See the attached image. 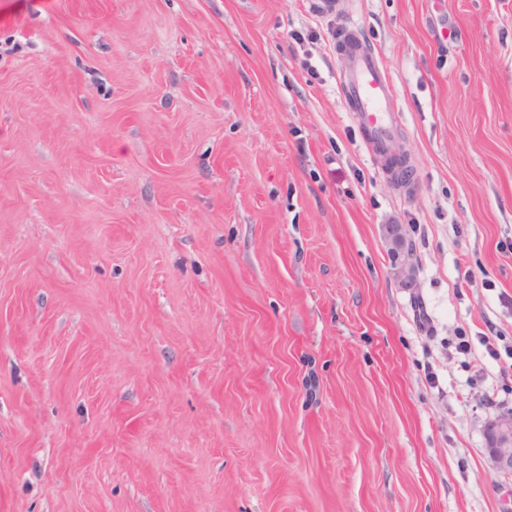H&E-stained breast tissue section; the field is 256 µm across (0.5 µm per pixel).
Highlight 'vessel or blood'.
Wrapping results in <instances>:
<instances>
[{"label": "vessel or blood", "instance_id": "vessel-or-blood-1", "mask_svg": "<svg viewBox=\"0 0 512 512\" xmlns=\"http://www.w3.org/2000/svg\"><path fill=\"white\" fill-rule=\"evenodd\" d=\"M338 41L348 47V68L340 74L338 85L356 120L362 126L368 143L386 149L395 132V90L376 50L362 44L357 32L339 25Z\"/></svg>", "mask_w": 512, "mask_h": 512}]
</instances>
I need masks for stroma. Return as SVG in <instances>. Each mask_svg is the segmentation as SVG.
Masks as SVG:
<instances>
[{"label": "stroma", "instance_id": "stroma-1", "mask_svg": "<svg viewBox=\"0 0 512 512\" xmlns=\"http://www.w3.org/2000/svg\"><path fill=\"white\" fill-rule=\"evenodd\" d=\"M511 412L512 0H0V512H512ZM337 40L348 46V68L338 77L340 92L366 141L378 150L388 148L396 124L395 90L376 50L362 44L349 25L337 28ZM403 226L389 224L385 228L390 257L395 275L403 282H410L416 271L414 249L403 232ZM489 454L499 470H512V416H500L488 429Z\"/></svg>", "mask_w": 512, "mask_h": 512}]
</instances>
